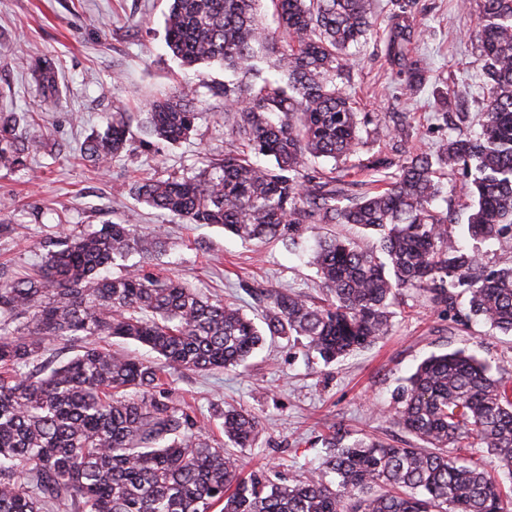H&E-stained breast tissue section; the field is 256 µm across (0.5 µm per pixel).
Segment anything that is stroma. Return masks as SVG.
I'll return each instance as SVG.
<instances>
[{"label":"stroma","instance_id":"1","mask_svg":"<svg viewBox=\"0 0 512 512\" xmlns=\"http://www.w3.org/2000/svg\"><path fill=\"white\" fill-rule=\"evenodd\" d=\"M377 31L349 60L348 92L361 111L375 114L365 143L351 159L350 179L365 176L363 163L388 152L400 134L410 149L436 150L450 130L481 131L487 88L476 37L479 0H419L409 19L408 59L421 70L422 85L405 97V76L389 49L396 0H373ZM168 0H0V109L26 118L32 153L26 165L0 163V224L16 232L0 236V265L20 276L38 264L41 244L58 232L105 223L165 225L168 246L148 269L172 274L210 298L236 303L250 316L261 306L254 295L271 289L316 294L318 277L309 256L318 237L351 238L371 248L375 235L350 224H319L295 245L245 243L222 227H197L152 209L131 195L116 196V183L194 171L201 156L222 157L237 149L224 135V99L208 85L224 81L219 65L180 67L165 46ZM58 57L62 99L46 104L27 68L28 60ZM197 98L202 117L184 142L172 145L134 132L108 170L79 159L81 143L104 130L114 104L140 115L157 93ZM471 184L464 171L445 181L434 206L448 215V232L477 249L483 266L512 265V233L474 244L463 236L471 212ZM468 297L457 294L451 314L424 297L403 299L393 327L372 347L327 365L300 344L267 340L248 368L173 376L172 400L191 407L206 435L223 442L220 416L227 407L254 415L265 432L241 449L249 466H268L285 483L316 468L326 455L323 437L331 424L408 447L412 435L391 423L394 390L430 354L464 349L491 365H512V336L467 320Z\"/></svg>","mask_w":512,"mask_h":512}]
</instances>
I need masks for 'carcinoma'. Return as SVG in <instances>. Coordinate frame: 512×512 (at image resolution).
<instances>
[{"mask_svg": "<svg viewBox=\"0 0 512 512\" xmlns=\"http://www.w3.org/2000/svg\"><path fill=\"white\" fill-rule=\"evenodd\" d=\"M270 2L277 31L260 18ZM166 43L188 68L220 63L231 78L224 135L239 152L203 158L194 174L121 183L119 190L186 224L224 226L245 241L292 240L310 224H354L379 235L376 250L337 236L316 241L312 263L324 298L261 293V322L233 302L212 300L176 277L143 272L165 247L159 225L107 223L43 243L34 274L0 268V512H512L502 484L461 451L495 452L512 481V369L492 371L459 349L431 354L393 395L392 423L421 445L395 447L331 425L329 451L288 484L264 469L241 477L236 455L205 435L163 388L171 376L243 365L266 336L304 339L326 363L389 334L404 291L452 310L451 289L471 316L512 334V266L487 272L475 251L448 235L432 207L440 177L474 172L467 230L477 241L512 224V0H480L479 47L488 97L481 133L448 135L438 150L377 156L382 185L362 193L335 175L371 123L356 108L347 51L372 35V0H169ZM28 70L43 98L60 95L57 60ZM144 133L177 143L202 117L194 99L160 94ZM131 117L117 106L81 157L99 167L126 150ZM29 142L16 112H0V160L24 166ZM334 162L325 170L316 160ZM125 274L103 271L133 254ZM133 341L146 361L112 348ZM77 343L69 360L42 357L49 341ZM226 442L256 446L250 413L222 414Z\"/></svg>", "mask_w": 512, "mask_h": 512, "instance_id": "carcinoma-1", "label": "carcinoma"}]
</instances>
